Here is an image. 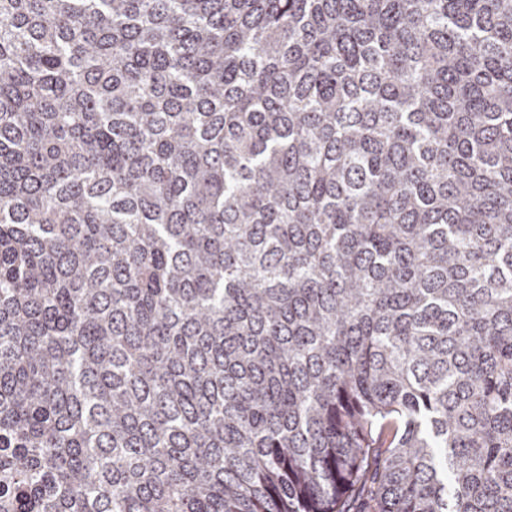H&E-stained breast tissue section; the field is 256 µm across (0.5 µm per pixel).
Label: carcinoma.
Masks as SVG:
<instances>
[{
  "label": "carcinoma",
  "instance_id": "obj_1",
  "mask_svg": "<svg viewBox=\"0 0 512 512\" xmlns=\"http://www.w3.org/2000/svg\"><path fill=\"white\" fill-rule=\"evenodd\" d=\"M512 512V0H0V512Z\"/></svg>",
  "mask_w": 512,
  "mask_h": 512
}]
</instances>
